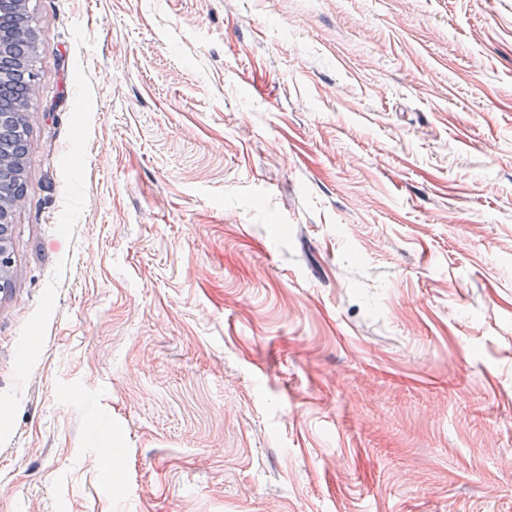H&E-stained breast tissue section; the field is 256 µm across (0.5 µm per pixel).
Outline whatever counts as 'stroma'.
<instances>
[{"mask_svg": "<svg viewBox=\"0 0 512 512\" xmlns=\"http://www.w3.org/2000/svg\"><path fill=\"white\" fill-rule=\"evenodd\" d=\"M0 512H512V0H31Z\"/></svg>", "mask_w": 512, "mask_h": 512, "instance_id": "obj_1", "label": "stroma"}]
</instances>
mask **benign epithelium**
Masks as SVG:
<instances>
[{
	"label": "benign epithelium",
	"mask_w": 512,
	"mask_h": 512,
	"mask_svg": "<svg viewBox=\"0 0 512 512\" xmlns=\"http://www.w3.org/2000/svg\"><path fill=\"white\" fill-rule=\"evenodd\" d=\"M29 0H0V92L15 80H22L36 91L39 74L32 60L15 58V47L21 41L36 43V33L27 20ZM29 103L13 105L10 97L3 96L0 104V145L5 137L26 134L30 127Z\"/></svg>",
	"instance_id": "obj_1"
}]
</instances>
